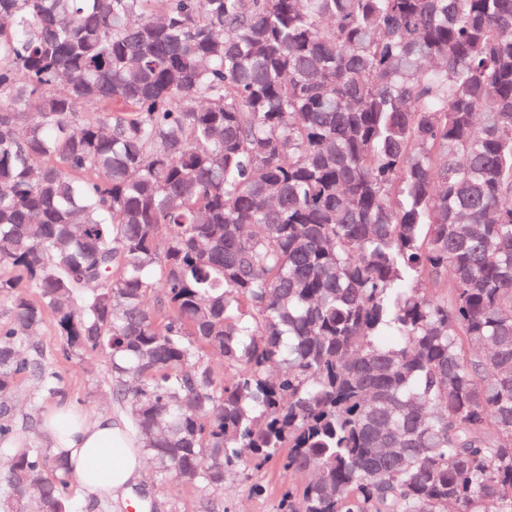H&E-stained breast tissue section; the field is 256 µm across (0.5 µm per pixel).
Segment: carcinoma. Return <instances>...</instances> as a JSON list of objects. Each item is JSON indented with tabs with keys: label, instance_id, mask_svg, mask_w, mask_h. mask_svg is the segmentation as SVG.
Returning <instances> with one entry per match:
<instances>
[{
	"label": "carcinoma",
	"instance_id": "cac0c4a2",
	"mask_svg": "<svg viewBox=\"0 0 512 512\" xmlns=\"http://www.w3.org/2000/svg\"><path fill=\"white\" fill-rule=\"evenodd\" d=\"M0 308V512L49 316L162 482L512 512V0H0Z\"/></svg>",
	"mask_w": 512,
	"mask_h": 512
}]
</instances>
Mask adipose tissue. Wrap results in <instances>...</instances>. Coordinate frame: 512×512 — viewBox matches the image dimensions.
I'll return each instance as SVG.
<instances>
[{"mask_svg": "<svg viewBox=\"0 0 512 512\" xmlns=\"http://www.w3.org/2000/svg\"><path fill=\"white\" fill-rule=\"evenodd\" d=\"M42 424L59 432L74 475L96 497L117 496L142 479L144 461L126 435L125 417L102 412L81 419L68 403L60 402L44 415Z\"/></svg>", "mask_w": 512, "mask_h": 512, "instance_id": "1", "label": "adipose tissue"}]
</instances>
